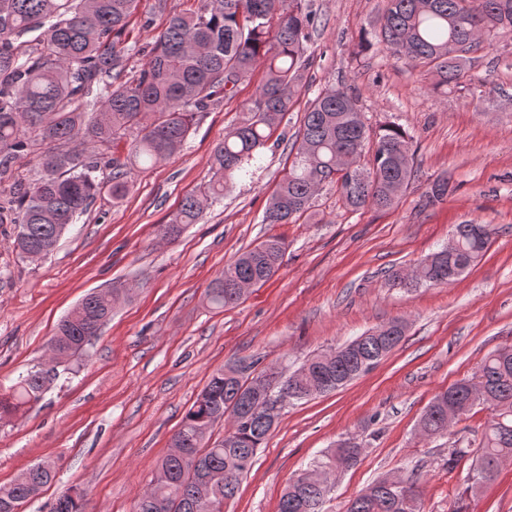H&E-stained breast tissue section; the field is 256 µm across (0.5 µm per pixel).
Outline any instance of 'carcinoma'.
<instances>
[{
    "mask_svg": "<svg viewBox=\"0 0 512 512\" xmlns=\"http://www.w3.org/2000/svg\"><path fill=\"white\" fill-rule=\"evenodd\" d=\"M305 0H199L191 12H172L132 76L125 44L137 0H0V179L12 165L34 152L37 178L17 183L0 197V224H16V248L25 255H46L79 214L106 190L122 199L129 190L133 157L154 165L180 150L197 114L225 98L261 67L264 78L240 122L218 143L211 156L212 176L203 193L183 199L162 236H178L197 223L204 203L224 195L244 165L256 159L272 129L293 105L306 84L308 43L316 31L314 13ZM41 39L26 36L43 26ZM383 50L408 61L419 83L434 90L464 83L469 54L487 40L512 39V0H385L375 29ZM130 137L126 160H103L96 148ZM410 137L398 125H367L359 98L344 85L328 83L309 101L292 145L293 160L269 197L263 223L286 224L307 213L325 183L339 186L347 210L394 207L417 178ZM112 165L109 175L97 176ZM446 178L434 181L426 203L443 200ZM453 253L443 248L420 262L403 278L416 285L456 281L488 248L491 237L483 224H459ZM286 251L271 236L224 266L207 290L215 308L244 299L237 282L270 280ZM121 288L87 295L57 326L51 348L69 361L86 351L84 337L97 336L112 316ZM404 321L392 320L335 348L297 369L269 375L278 388L295 381L298 389L320 382L321 392L338 389L386 357L405 335ZM46 370L19 376L0 399V418L40 399ZM483 388L472 397L465 389L438 392L419 421L430 438L448 433V416L458 419L475 405L486 404L492 416L479 447L454 448L448 468L471 457L467 489L476 493L496 480L500 464L512 457V347H498L482 361L474 377ZM254 394V380L231 362L213 373L186 411L172 437L170 452L158 465L136 512H220L217 505L232 498L241 478L265 442L271 426ZM231 425V438L209 442L218 422ZM350 456L330 448L289 481L279 512H322L329 492L321 471L336 465L355 466L362 448L355 439ZM223 472L220 486L200 483L204 471ZM54 470L34 466L0 487V512L28 503L53 479ZM374 481L349 501L346 512H421L420 484L415 475ZM78 492L60 495L50 512H83Z\"/></svg>",
    "mask_w": 512,
    "mask_h": 512,
    "instance_id": "1",
    "label": "carcinoma"
}]
</instances>
